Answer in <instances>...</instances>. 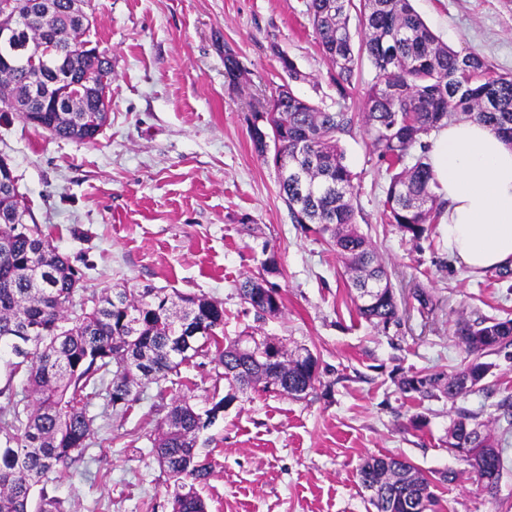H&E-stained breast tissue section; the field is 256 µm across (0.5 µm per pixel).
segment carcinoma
I'll list each match as a JSON object with an SVG mask.
<instances>
[{"label":"carcinoma","instance_id":"cac0c4a2","mask_svg":"<svg viewBox=\"0 0 512 512\" xmlns=\"http://www.w3.org/2000/svg\"><path fill=\"white\" fill-rule=\"evenodd\" d=\"M51 8L28 21L22 39L69 59L71 78L40 79L17 59L0 57V113H15L59 139L89 142L106 122L112 99V60L79 50L86 30L72 15L85 0H50ZM353 0H308L318 45L334 69L336 94L350 98L359 61L375 70L360 121L386 165L389 184L383 201L389 223L419 241L437 223L447 202L437 192L429 161L432 133L448 117L463 115L490 126L512 145V73H492L483 57L460 54L419 18L411 0H362L358 47H353L349 14ZM247 71L224 51V76L235 87ZM253 148L278 172L279 198L295 224H313L330 235L336 253L353 274L365 321L384 329L400 324L399 305L381 260L357 220V186L340 136L355 114L323 108L286 84L264 103L250 106ZM273 155H268L269 144ZM28 210L17 186L0 182V512H67L57 486L90 447L96 416L93 401L104 398L115 414L140 400L142 382L158 383L181 365L212 356L231 387L267 391L293 399L309 395L317 382V360L278 350L266 357L268 342L224 340V304L163 288H104L86 306L83 275L38 225H26ZM264 279L248 277L237 287L243 303L263 316L272 305ZM36 325L38 334L26 335ZM456 335L471 359L463 367L404 375L398 387L414 400L454 402L480 387L490 355L512 359V320L484 318L457 322ZM22 376L35 394L24 404L14 385ZM152 454L179 488L172 512H206L194 488L210 475L213 462L197 448L199 434L212 426L210 410L196 409L186 396L161 405ZM494 420L461 409L448 428V448H476L463 463L474 483L492 493L504 470L507 439H497ZM374 512H438L434 479L408 459L371 456L357 473Z\"/></svg>","mask_w":512,"mask_h":512}]
</instances>
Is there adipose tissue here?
Returning <instances> with one entry per match:
<instances>
[{"label":"adipose tissue","instance_id":"obj_1","mask_svg":"<svg viewBox=\"0 0 512 512\" xmlns=\"http://www.w3.org/2000/svg\"><path fill=\"white\" fill-rule=\"evenodd\" d=\"M430 161L447 202L448 249L481 271L512 263V147L467 120L436 134Z\"/></svg>","mask_w":512,"mask_h":512}]
</instances>
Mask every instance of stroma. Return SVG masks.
Here are the masks:
<instances>
[{"label":"stroma","mask_w":512,"mask_h":512,"mask_svg":"<svg viewBox=\"0 0 512 512\" xmlns=\"http://www.w3.org/2000/svg\"><path fill=\"white\" fill-rule=\"evenodd\" d=\"M455 51L512 72V0H412ZM92 46L112 58V107L94 141L53 137L18 116L0 119V158L10 164L36 224L84 275L88 292L127 286L176 290L224 304L227 338L261 337L317 357L319 380L305 399L231 390L212 363L182 366L199 410L230 397L199 449L214 469L197 491L208 512H369L356 470L370 455H400L438 483L440 512H512V447L495 492L473 484L446 444L458 409L496 416L512 395V359L494 357L478 391L456 402L404 398L399 379L452 371L468 354L457 319H512V288L493 271L451 255L440 225L412 242L389 224V179L362 127L343 136L358 175V221L400 302L386 330L360 318L339 255L291 222L273 165L256 154L248 104L286 83L279 58L306 76L295 91L337 108L332 72L317 44L307 0H92ZM249 80L230 87L224 53ZM277 265L278 313L256 317L237 285ZM428 289L421 309L414 289ZM156 384L125 414L96 399L93 445L56 494L69 512H170L175 487L151 454Z\"/></svg>","instance_id":"35a3bbf8"}]
</instances>
